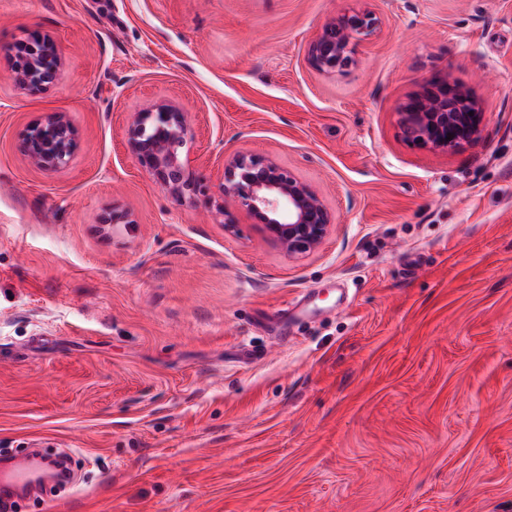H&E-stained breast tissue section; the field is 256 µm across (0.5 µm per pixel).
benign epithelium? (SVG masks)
Wrapping results in <instances>:
<instances>
[{
	"label": "benign epithelium",
	"mask_w": 512,
	"mask_h": 512,
	"mask_svg": "<svg viewBox=\"0 0 512 512\" xmlns=\"http://www.w3.org/2000/svg\"><path fill=\"white\" fill-rule=\"evenodd\" d=\"M378 28V17L369 10L330 20L311 45L314 66L327 73L349 68L354 63L356 41ZM12 71L18 87L29 92L54 83L61 73L54 40L47 35L34 36L19 45ZM398 115L404 140L433 151H448L472 141L482 120L479 104L468 90L436 83L422 85ZM126 138L137 165L173 198L182 200L200 191L190 175L188 159L182 157L191 130L186 114L176 105L162 100L132 113ZM76 148L77 135L62 112L45 114L29 125L20 139V150L28 161L46 170L65 168ZM220 193L217 208L224 213L226 231L236 228L225 208L230 201L262 224L290 258L318 250L332 231V216L319 193L272 159L245 153L225 157Z\"/></svg>",
	"instance_id": "7a95c632"
}]
</instances>
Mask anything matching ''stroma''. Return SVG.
<instances>
[{
    "label": "stroma",
    "mask_w": 512,
    "mask_h": 512,
    "mask_svg": "<svg viewBox=\"0 0 512 512\" xmlns=\"http://www.w3.org/2000/svg\"><path fill=\"white\" fill-rule=\"evenodd\" d=\"M361 9L379 32L316 71ZM37 34L62 74L29 93L10 54ZM430 79L475 96L478 139H402ZM164 99L185 201L126 144ZM49 112L79 142L60 171L19 148ZM237 152L319 192L318 250L238 209L225 232ZM33 441L78 473L25 512H512V0H0V448ZM379 19L369 10L338 16L327 22L310 49L314 66L323 72L342 71L354 63V46L379 28Z\"/></svg>",
    "instance_id": "1"
}]
</instances>
